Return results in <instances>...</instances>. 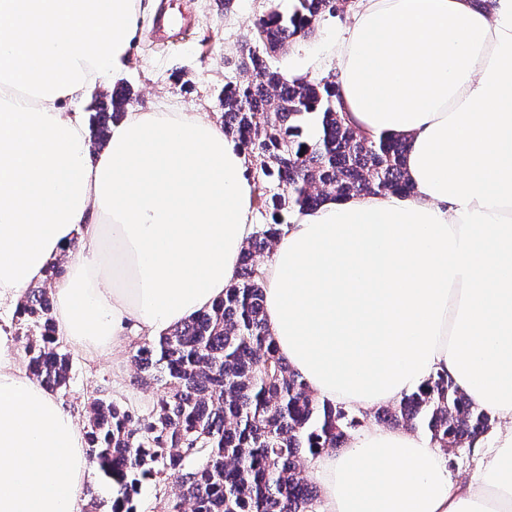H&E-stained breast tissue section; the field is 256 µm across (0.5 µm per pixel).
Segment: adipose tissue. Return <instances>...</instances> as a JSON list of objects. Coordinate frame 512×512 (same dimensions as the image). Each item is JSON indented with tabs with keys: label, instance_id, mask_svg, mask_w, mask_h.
Masks as SVG:
<instances>
[{
	"label": "adipose tissue",
	"instance_id": "ef3b65f1",
	"mask_svg": "<svg viewBox=\"0 0 512 512\" xmlns=\"http://www.w3.org/2000/svg\"><path fill=\"white\" fill-rule=\"evenodd\" d=\"M140 0H0V309L56 264L57 327L98 358L211 309L253 231L237 140L130 112L91 155L86 94L124 71ZM354 127L406 140L410 195L331 197L284 225L264 318L318 398L367 412L448 374L490 431L472 475L367 424L310 463L320 512H512V0H356L336 37ZM85 434L0 325V512H81Z\"/></svg>",
	"mask_w": 512,
	"mask_h": 512
}]
</instances>
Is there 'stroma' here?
<instances>
[{
  "label": "stroma",
  "instance_id": "1",
  "mask_svg": "<svg viewBox=\"0 0 512 512\" xmlns=\"http://www.w3.org/2000/svg\"><path fill=\"white\" fill-rule=\"evenodd\" d=\"M294 0H237L232 11H225L218 0H143L139 36L132 49L127 71L119 82L130 90L128 111L147 112L165 102L185 112H199L220 121L221 93L232 72L226 60L238 45L254 33L255 20L270 8L291 12ZM181 19L180 34L160 37L156 19L161 12ZM343 20L322 18L313 37L290 47L276 61L281 71H305V59L319 57L320 76L335 79L336 67L327 48ZM133 347L90 360L74 355L73 370L62 399L77 422L85 420V405L90 396L104 395L147 413L155 399L154 387L141 385L132 363Z\"/></svg>",
  "mask_w": 512,
  "mask_h": 512
}]
</instances>
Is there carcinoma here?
Here are the masks:
<instances>
[{"label": "carcinoma", "instance_id": "obj_1", "mask_svg": "<svg viewBox=\"0 0 512 512\" xmlns=\"http://www.w3.org/2000/svg\"><path fill=\"white\" fill-rule=\"evenodd\" d=\"M271 9L255 40L235 54L224 83V133L233 135L257 173L255 201L264 222L240 256L224 299L182 325L134 342L139 379L160 387L151 410L105 396L88 399V460L116 487L110 512H137L149 482L160 512H316L318 494L305 469L323 451L346 448L365 422L314 396L280 357L264 319L265 259L296 212L328 196L410 193L405 142L369 138L343 117L336 82L287 78L273 59L307 38L321 18L342 16L350 0H296ZM129 101L124 87L95 101L93 141L103 145ZM306 117L317 122L303 132ZM63 266L23 294L16 310L27 371L53 390L67 388L72 356L60 341L51 284ZM370 420L423 431L451 453L490 429V416L437 373Z\"/></svg>", "mask_w": 512, "mask_h": 512}]
</instances>
